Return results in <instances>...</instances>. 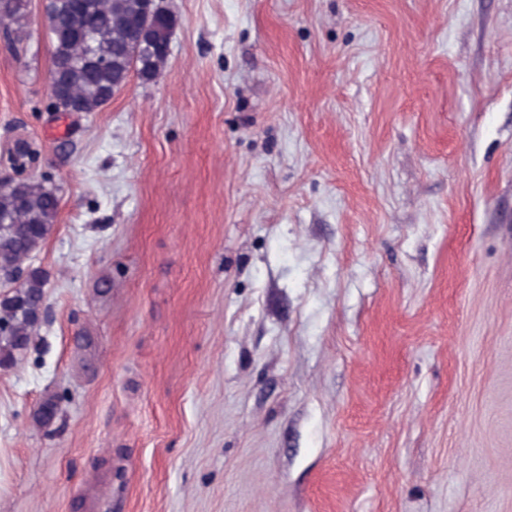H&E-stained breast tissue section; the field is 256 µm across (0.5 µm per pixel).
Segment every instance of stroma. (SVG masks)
<instances>
[{
    "label": "stroma",
    "instance_id": "35a3bbf8",
    "mask_svg": "<svg viewBox=\"0 0 512 512\" xmlns=\"http://www.w3.org/2000/svg\"><path fill=\"white\" fill-rule=\"evenodd\" d=\"M165 4L89 114L0 33L60 198L0 512H512V0Z\"/></svg>",
    "mask_w": 512,
    "mask_h": 512
}]
</instances>
